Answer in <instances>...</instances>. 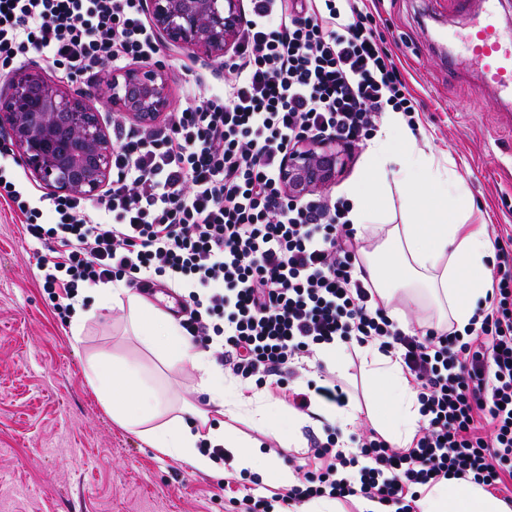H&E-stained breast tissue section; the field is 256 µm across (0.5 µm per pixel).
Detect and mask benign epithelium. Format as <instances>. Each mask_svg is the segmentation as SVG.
<instances>
[{"label": "benign epithelium", "instance_id": "7a95c632", "mask_svg": "<svg viewBox=\"0 0 512 512\" xmlns=\"http://www.w3.org/2000/svg\"><path fill=\"white\" fill-rule=\"evenodd\" d=\"M157 37L209 59L224 57L245 19L243 0H142ZM116 112L143 124L172 106L162 65L112 71L99 90ZM87 92L69 93L46 80L36 65L23 68L0 90V125L8 127L25 165L61 196L98 197L108 184L113 144ZM341 164L336 142H304L288 152L282 183L301 199L330 183Z\"/></svg>", "mask_w": 512, "mask_h": 512}]
</instances>
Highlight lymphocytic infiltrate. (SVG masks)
<instances>
[{
    "mask_svg": "<svg viewBox=\"0 0 512 512\" xmlns=\"http://www.w3.org/2000/svg\"><path fill=\"white\" fill-rule=\"evenodd\" d=\"M347 2L345 17L336 0H251L221 90L196 76L191 103L164 128L113 124L112 179L98 200L33 205L7 177L13 153L1 141L0 202L37 242L58 314L100 284L170 289L195 348H217L241 379L268 377L297 410L348 402L319 347L340 338L399 358L422 417L411 447L368 428L348 448L314 443L319 475H303L282 501L365 497L415 512L418 486L469 476L494 493L512 481V235L495 237L491 287L464 329L406 333L360 260L347 204L284 191L283 163L299 142L355 144L388 109L414 119L367 12ZM159 52L141 0H0L4 67L33 55L76 80ZM310 363L318 382L289 388ZM341 467L357 480H336Z\"/></svg>",
    "mask_w": 512,
    "mask_h": 512,
    "instance_id": "1",
    "label": "lymphocytic infiltrate"
}]
</instances>
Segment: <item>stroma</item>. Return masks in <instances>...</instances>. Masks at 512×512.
I'll return each instance as SVG.
<instances>
[{
	"instance_id": "1",
	"label": "stroma",
	"mask_w": 512,
	"mask_h": 512,
	"mask_svg": "<svg viewBox=\"0 0 512 512\" xmlns=\"http://www.w3.org/2000/svg\"><path fill=\"white\" fill-rule=\"evenodd\" d=\"M370 11L376 36L417 102V147L450 161L472 201V223H485L491 237L512 234V169L499 167L512 155V107L496 104L476 68L440 57L434 44L443 27L466 34L468 17L453 0H372ZM190 60L206 78L220 72L219 61L185 49L165 46L156 58L177 107L184 103L182 65ZM369 144L365 138L351 147L326 198L348 199L349 187L367 173ZM83 306L92 316L76 343L43 288L24 224L0 205V512H240L244 488L254 481L270 512H282L268 466L312 462V441L336 432L334 420L302 426L294 448L241 417L238 431L268 446L247 473H210L162 456L112 422L85 376L88 363L139 364L173 416L185 402L214 413L201 402V369L162 365L134 336L129 309L102 305L90 293ZM335 375L360 405L361 424L374 426L380 412L368 401L372 383L359 353L345 352Z\"/></svg>"
}]
</instances>
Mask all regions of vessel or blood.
Returning a JSON list of instances; mask_svg holds the SVG:
<instances>
[{"label": "vessel or blood", "instance_id": "b4317fda", "mask_svg": "<svg viewBox=\"0 0 512 512\" xmlns=\"http://www.w3.org/2000/svg\"><path fill=\"white\" fill-rule=\"evenodd\" d=\"M498 0H484V9L471 21L463 45L470 60L481 70L484 84L512 99V35L495 24Z\"/></svg>", "mask_w": 512, "mask_h": 512}]
</instances>
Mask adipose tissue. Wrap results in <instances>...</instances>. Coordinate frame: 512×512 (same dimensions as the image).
Returning a JSON list of instances; mask_svg holds the SVG:
<instances>
[{
	"instance_id": "adipose-tissue-1",
	"label": "adipose tissue",
	"mask_w": 512,
	"mask_h": 512,
	"mask_svg": "<svg viewBox=\"0 0 512 512\" xmlns=\"http://www.w3.org/2000/svg\"><path fill=\"white\" fill-rule=\"evenodd\" d=\"M392 164L398 167L409 209L423 212L424 217L411 224L385 225L390 246L367 262L368 275L382 301H389L393 289L417 288L441 316L465 327L490 287L488 279L478 277L477 272L486 268L494 247L482 229L468 223L472 204L461 178L434 155L417 148L399 113H388L382 134L369 148L370 173L351 191L354 204L349 218L355 226L374 229L377 216L387 207L381 183ZM98 294L116 305L129 304L136 314L142 343L162 361H188L205 369L201 387L219 414L214 421L189 409L184 415L162 420L158 391L137 365L116 364L107 372L100 364L90 363L87 380L113 422L160 454L197 469L206 471L214 465L200 449L204 442L223 447L234 470L252 469L261 456L259 445L242 440L232 423L248 412L258 428L276 430L262 397L245 395L233 382L209 371L205 352L194 350L174 321L156 320L144 300L128 288L104 287ZM361 353L374 398L387 411L381 424L383 436L393 447H410L421 419L415 389L398 360L374 347L362 348ZM416 505L420 512H512L505 502L468 477H451L420 487Z\"/></svg>"
}]
</instances>
